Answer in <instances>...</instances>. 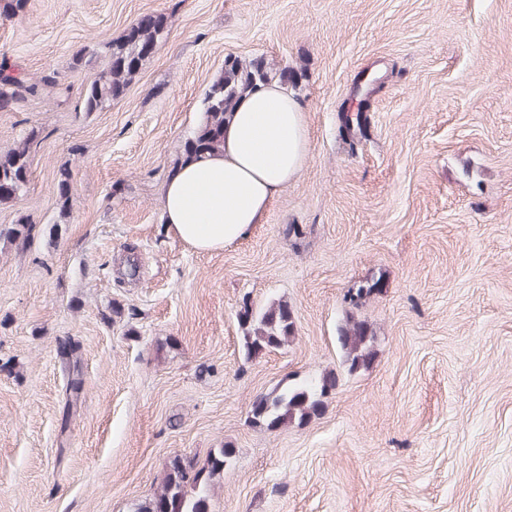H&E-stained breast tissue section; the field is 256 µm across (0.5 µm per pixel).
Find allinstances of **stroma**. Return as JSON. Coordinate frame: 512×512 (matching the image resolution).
<instances>
[{"label": "stroma", "mask_w": 512, "mask_h": 512, "mask_svg": "<svg viewBox=\"0 0 512 512\" xmlns=\"http://www.w3.org/2000/svg\"><path fill=\"white\" fill-rule=\"evenodd\" d=\"M153 14L125 93L78 108L105 42ZM230 58L289 72L309 150L247 238L204 253L163 192ZM1 63L56 85L0 110V152L31 141L0 206L31 228L0 240V512H134L170 456L216 448L207 512H512V0H27L0 15ZM279 299L295 341L245 357L242 304ZM350 312L375 334L353 373ZM324 375L306 424H253L257 398ZM374 334L363 320L348 313L338 327L337 341L342 352L343 363L348 372L365 367L373 356Z\"/></svg>", "instance_id": "35a3bbf8"}]
</instances>
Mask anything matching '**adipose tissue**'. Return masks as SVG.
Here are the masks:
<instances>
[{"label": "adipose tissue", "instance_id": "obj_1", "mask_svg": "<svg viewBox=\"0 0 512 512\" xmlns=\"http://www.w3.org/2000/svg\"><path fill=\"white\" fill-rule=\"evenodd\" d=\"M303 105L277 83L248 91L227 113L224 147L182 162L167 182L162 219L194 250L246 238L271 199L303 170Z\"/></svg>", "mask_w": 512, "mask_h": 512}]
</instances>
